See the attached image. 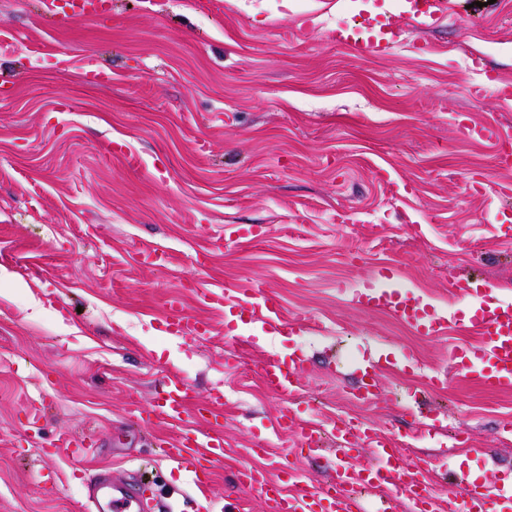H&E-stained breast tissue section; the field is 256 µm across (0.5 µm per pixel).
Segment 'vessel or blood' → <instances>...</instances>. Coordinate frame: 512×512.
<instances>
[{
    "label": "vessel or blood",
    "mask_w": 512,
    "mask_h": 512,
    "mask_svg": "<svg viewBox=\"0 0 512 512\" xmlns=\"http://www.w3.org/2000/svg\"><path fill=\"white\" fill-rule=\"evenodd\" d=\"M350 6L356 11L357 24L338 25L329 38L360 58L385 56L411 32L433 29L448 13V0H400L394 12L369 9L368 0H351ZM454 123L463 137L490 144L497 152L499 166L512 167L511 132L493 124H475L465 113L456 114ZM373 272L375 285L358 289L351 296L356 308L387 311L422 336L446 332L448 317L413 293L397 287V268L380 263L374 265ZM459 290L463 297L479 301L476 308L468 310L467 317L479 328L484 344L477 349L452 347L453 365L472 374L487 389H512V303L502 300L496 285L487 280L461 283ZM201 295L209 304L223 308L226 318L245 325L260 323L263 330L273 335L295 336L311 327L307 320L283 319L279 298L252 285L205 288ZM160 324L166 333L179 336L197 335L206 329L204 323L186 315L176 298L166 304ZM304 368V358L283 354L265 362L260 377L269 393L291 398L300 392ZM190 391L191 385L186 380L164 381L153 401V417L165 423L183 421ZM294 427L299 430L301 447L308 453H317L320 426L308 422L296 426L283 413L273 430L280 434ZM332 435L340 465L335 476L318 489H298V472L285 464L273 476L255 467H243L238 473L240 486L259 491L268 512H360L350 493L356 486H383L396 494L407 493L413 512H503L504 503L512 501V483L495 486L474 482L451 486L447 500H440L426 480L425 468L406 462L397 440L377 429L343 420L333 423ZM364 452L369 455L365 462L360 459ZM188 455L207 461L220 459L224 455V440L211 425L185 430L169 442L166 456L179 462ZM86 495L93 512H151L153 508L138 487L129 486L125 479L107 471L89 478Z\"/></svg>",
    "instance_id": "1"
}]
</instances>
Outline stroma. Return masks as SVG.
<instances>
[{
  "mask_svg": "<svg viewBox=\"0 0 512 512\" xmlns=\"http://www.w3.org/2000/svg\"><path fill=\"white\" fill-rule=\"evenodd\" d=\"M347 2L112 0L57 28L43 0H0V512H87L96 470L142 477L155 512L207 501L267 512L238 485L242 467L273 475L287 457L310 489L332 476L328 458L295 453L296 431L273 433L285 409L410 439L443 497L452 477L512 480L502 435L512 390L448 365L451 347L482 345L476 327L425 338L350 302L379 262L440 311L466 308L453 284L469 278L512 298V241L486 214L489 202L512 205V168L453 123L465 112L512 127V107L472 68L479 56L512 80V0H449L448 19L425 35L429 52L406 42L375 60L329 39ZM91 59L110 80L85 81ZM113 143L139 167L107 153ZM380 167L412 188L407 203L391 198ZM474 174L488 176L489 197L469 194ZM228 224L266 232L237 242ZM149 246L169 265L141 264ZM245 280L318 330L267 335L196 293ZM174 296L205 335L161 329ZM293 350L306 365L289 402L263 389L260 368ZM369 357L380 360L377 396L361 405L356 364ZM439 374L448 384L437 389ZM169 376L193 386L189 428L203 425L197 407L211 389L224 391V457L208 464L203 494L163 456L177 426L129 420V401L145 411ZM428 416L438 424L421 431ZM82 432L92 454H55L62 435Z\"/></svg>",
  "mask_w": 512,
  "mask_h": 512,
  "instance_id": "obj_1",
  "label": "stroma"
}]
</instances>
